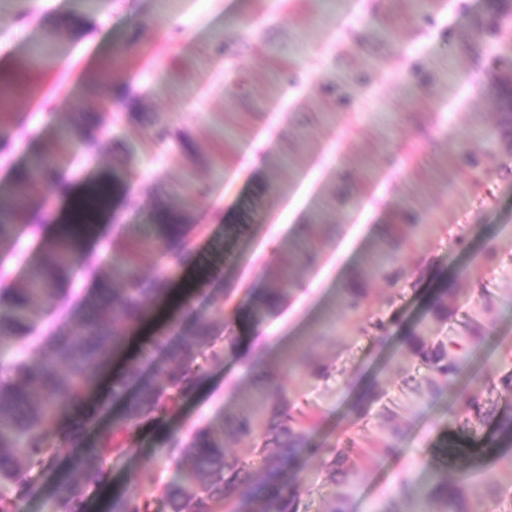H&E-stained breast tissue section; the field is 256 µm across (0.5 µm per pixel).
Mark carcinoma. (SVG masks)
Instances as JSON below:
<instances>
[{
  "label": "carcinoma",
  "mask_w": 512,
  "mask_h": 512,
  "mask_svg": "<svg viewBox=\"0 0 512 512\" xmlns=\"http://www.w3.org/2000/svg\"><path fill=\"white\" fill-rule=\"evenodd\" d=\"M79 123V145L94 146L102 127L101 117L95 112H83ZM60 185L59 168L48 155L34 156L16 180L19 192L29 196ZM109 194L110 186L101 184L76 200L70 223L62 226L52 243L42 247L40 262L26 282L4 297L0 306V343L29 337L46 303L63 293L68 274L83 255L78 248L88 231L83 220L94 217L95 205ZM30 207L29 211L0 210V241L12 237L28 212H38L35 204ZM154 219L160 228L157 240L163 245V254L175 262L191 258V225L186 223L183 211L161 204ZM119 276L125 287L117 289L105 282L98 294L82 299L74 326L52 327L31 351L0 359V512H16L17 502L30 492L24 476L26 467L51 463L49 449L43 445V428L54 421L60 406L81 403L97 375L125 343L126 334L144 312L145 301L166 290L163 279L136 275L131 262L120 269ZM209 337V327L201 317L188 318L181 323L176 337L154 338L153 346L168 352L165 362L155 366V376L144 377L139 368L131 367L112 380L107 398L125 400L127 406L109 429L87 444V461H103L114 451H124L121 438L131 428L155 422L175 410L178 401L204 374L203 365L196 362L195 348ZM406 342L425 365V380L430 388H435V380L439 379L461 395L465 378L456 353L443 343L429 347L414 333L406 336ZM277 379V374L270 375L271 386L261 398L279 419L277 455L265 459L258 471L228 454L224 440L216 437L213 430L197 432L180 449L190 461L181 482L161 485L166 512H215V504L222 505L234 496L263 500L267 507L261 512H297L288 482L280 475L293 466L308 439L291 413ZM483 454L484 449L476 447L468 434L451 436L436 449L437 462L429 467L434 472L435 495L441 507L433 512H465L457 486L448 482L447 467L456 468L460 482L467 484L477 478L479 466L475 458ZM105 479L103 470L91 468L82 483H58L52 491L57 512H85L83 483L101 485ZM106 510L151 512V502L124 493L112 497Z\"/></svg>",
  "instance_id": "cac0c4a2"
}]
</instances>
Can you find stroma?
Wrapping results in <instances>:
<instances>
[{"mask_svg": "<svg viewBox=\"0 0 512 512\" xmlns=\"http://www.w3.org/2000/svg\"><path fill=\"white\" fill-rule=\"evenodd\" d=\"M59 13L92 28L63 31L54 66L28 70L29 48ZM501 16L512 17V0H0V113L11 131L0 142V210L13 171L36 154L65 172L67 191L43 196L52 219L68 217L72 191L122 187L53 319L68 322L102 281L120 287L113 267L125 255L110 244L139 236L170 201L193 227L198 262L137 251L139 272L167 279L181 301L125 361L151 372L143 350L186 316L211 328L199 384L133 430L128 454L105 461L107 482L85 486L89 503L134 491L161 512L159 483L187 467L175 446L204 427L260 465L275 449L267 431L239 438L233 427L245 413L271 418L265 369L326 446L284 474L299 512H421L434 483L423 458L458 431L494 434L512 408L501 386L512 377V128L493 64L512 34L494 28ZM107 104L95 148H58L60 127ZM157 123L172 132L168 145L151 137ZM45 239L22 226L0 242V291L23 283ZM273 287L286 290L280 307L260 317L249 355L232 354L236 305ZM443 287L441 316L431 305ZM376 318L393 319L389 336L370 327ZM410 332L455 343L473 408L429 391ZM76 416L67 408L47 426L54 463L30 467L34 492L18 512H54L59 471L81 476L66 439ZM147 470L158 485L141 482ZM463 498L467 512H512V448L485 455Z\"/></svg>", "mask_w": 512, "mask_h": 512, "instance_id": "obj_1", "label": "stroma"}]
</instances>
